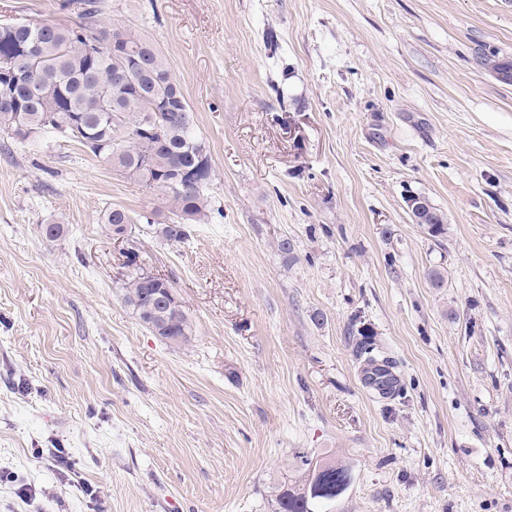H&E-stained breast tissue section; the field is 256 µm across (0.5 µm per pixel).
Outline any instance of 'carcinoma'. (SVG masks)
<instances>
[{
    "mask_svg": "<svg viewBox=\"0 0 512 512\" xmlns=\"http://www.w3.org/2000/svg\"><path fill=\"white\" fill-rule=\"evenodd\" d=\"M58 6L76 21L0 24V86L11 83L18 69L36 74L17 86L15 96L0 99V133L21 140L35 132L55 133L145 188L164 193L176 220L163 233L181 239L184 225L206 216L205 189L213 170L194 184L185 179L210 154L170 64L152 41L105 22L97 0H60ZM34 45L38 51L32 57ZM120 74L125 80L117 83ZM104 223L149 224L151 218L114 207ZM419 226L433 238L448 230L429 204ZM169 287L165 279L136 275L125 283L123 299L154 335L181 346L190 342L194 325L182 301L164 294ZM357 352L366 363L394 367L365 333ZM351 483V470L336 458L302 456L297 475L274 487L273 512H329Z\"/></svg>",
    "mask_w": 512,
    "mask_h": 512,
    "instance_id": "1",
    "label": "carcinoma"
}]
</instances>
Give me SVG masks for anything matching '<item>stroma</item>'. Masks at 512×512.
Listing matches in <instances>:
<instances>
[{
	"mask_svg": "<svg viewBox=\"0 0 512 512\" xmlns=\"http://www.w3.org/2000/svg\"><path fill=\"white\" fill-rule=\"evenodd\" d=\"M57 3L0 0V22L69 21ZM99 5L181 85L207 215L167 238L163 193L0 136V512H272L300 454L350 467L333 512H512V0ZM115 205L154 222L114 236ZM141 272L173 285L188 344L125 304ZM364 327L397 398L360 383ZM414 199H421L420 197ZM425 205V213L423 215L422 221L419 222V218L422 211V204L420 202H412V217L415 223H418L419 226L431 237L438 238L443 237L447 234V224H444L443 218L440 214H438L433 207L425 200L421 199Z\"/></svg>",
	"mask_w": 512,
	"mask_h": 512,
	"instance_id": "stroma-1",
	"label": "stroma"
}]
</instances>
